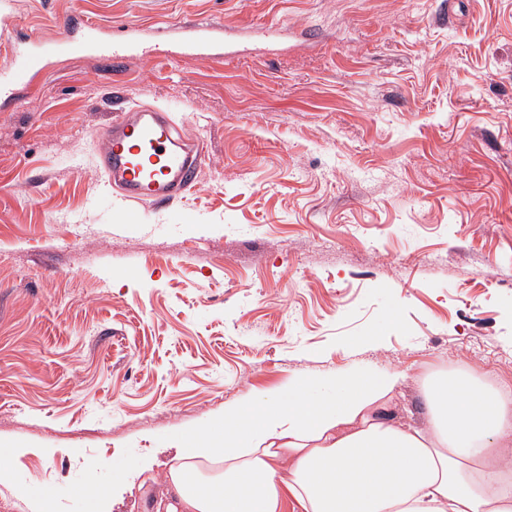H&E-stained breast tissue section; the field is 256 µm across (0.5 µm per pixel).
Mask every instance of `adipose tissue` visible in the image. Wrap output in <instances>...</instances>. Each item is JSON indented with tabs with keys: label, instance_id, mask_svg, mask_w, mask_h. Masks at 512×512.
<instances>
[{
	"label": "adipose tissue",
	"instance_id": "1",
	"mask_svg": "<svg viewBox=\"0 0 512 512\" xmlns=\"http://www.w3.org/2000/svg\"><path fill=\"white\" fill-rule=\"evenodd\" d=\"M406 378L304 375L225 404L222 426L180 439L165 512H512V386L433 374L411 425L390 412Z\"/></svg>",
	"mask_w": 512,
	"mask_h": 512
}]
</instances>
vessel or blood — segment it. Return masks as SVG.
Segmentation results:
<instances>
[{
  "label": "vessel or blood",
  "instance_id": "1",
  "mask_svg": "<svg viewBox=\"0 0 512 512\" xmlns=\"http://www.w3.org/2000/svg\"><path fill=\"white\" fill-rule=\"evenodd\" d=\"M12 29V12L0 11V45L13 58L8 83H0V98L9 102L34 88L51 55L57 53L109 59L136 54L148 62L160 55L191 53L219 59L228 53L220 30L202 22L166 30L151 48L140 46L136 26L126 25L107 35L88 15L66 18L62 36L50 43L19 44ZM99 161L111 186L132 206L166 203L186 194L195 187L200 167L193 145L176 135L166 114L138 107L127 109L100 137Z\"/></svg>",
  "mask_w": 512,
  "mask_h": 512
}]
</instances>
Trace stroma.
Listing matches in <instances>:
<instances>
[{
    "instance_id": "obj_1",
    "label": "stroma",
    "mask_w": 512,
    "mask_h": 512,
    "mask_svg": "<svg viewBox=\"0 0 512 512\" xmlns=\"http://www.w3.org/2000/svg\"><path fill=\"white\" fill-rule=\"evenodd\" d=\"M57 19L197 20L220 62L58 56L0 106V512H157L174 441L301 374L461 366L512 385V0H14ZM204 154L196 187L128 206L97 140L129 107ZM77 493L86 502L88 512H112V500L107 499L98 485L93 483L82 485Z\"/></svg>"
}]
</instances>
